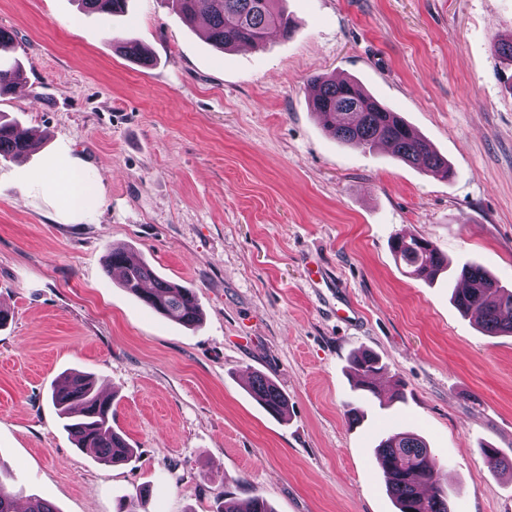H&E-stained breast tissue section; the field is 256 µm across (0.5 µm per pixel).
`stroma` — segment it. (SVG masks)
<instances>
[{"label": "stroma", "instance_id": "obj_1", "mask_svg": "<svg viewBox=\"0 0 512 512\" xmlns=\"http://www.w3.org/2000/svg\"><path fill=\"white\" fill-rule=\"evenodd\" d=\"M284 7L290 35L222 51L165 0L118 16L0 0V61L24 71L0 113L39 141L0 159V465L19 500L216 512L259 494L273 512H398L375 448L408 430L436 456L450 512H512V472L483 454L512 459V335L484 334L451 300L471 263L512 289V89L493 52L512 0ZM318 75L398 112L454 178L336 141L311 109ZM62 155L101 179L99 205L71 212L38 181ZM397 234L432 242L449 270L410 275ZM115 248L194 289L202 324L120 288L104 269ZM361 350L382 365L365 403L350 377ZM75 371L111 398L130 462L94 460L63 429L51 389ZM255 373L287 394V419L251 397Z\"/></svg>", "mask_w": 512, "mask_h": 512}]
</instances>
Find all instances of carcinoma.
Wrapping results in <instances>:
<instances>
[{
    "instance_id": "cac0c4a2",
    "label": "carcinoma",
    "mask_w": 512,
    "mask_h": 512,
    "mask_svg": "<svg viewBox=\"0 0 512 512\" xmlns=\"http://www.w3.org/2000/svg\"><path fill=\"white\" fill-rule=\"evenodd\" d=\"M203 1L206 2L207 40L222 50L242 44L259 48L271 28L277 26L285 35L291 30L289 18L279 8L281 0H169L187 23L195 21ZM79 2L88 12L120 15L127 0ZM493 48L506 67L512 68V36L497 39ZM22 79L19 65L0 67V95L10 92ZM314 83L317 93L312 99L313 112L340 142L370 151L388 144L403 162L443 179L452 176L448 163L426 140L398 113L379 105L357 83L329 78H316ZM35 148L36 142L26 128L17 122L0 120L1 159L16 158ZM391 250L395 260L417 277L432 279L448 267V261L425 239L398 234L391 240ZM106 274L145 305L183 326H195L201 320L193 289L159 278L144 263L130 264L122 250L114 249L110 253ZM146 276L153 284L149 290L141 288ZM460 280L466 287L455 288L452 294L459 311L465 315L476 314L482 330L490 336L512 335V290L501 286L477 265L462 268ZM352 368L357 387L362 389L364 380L380 370L379 358L363 351L353 357ZM249 392L268 414L279 419L287 416L288 398L266 375L255 374ZM51 403L63 419L64 430L86 455L110 463L133 457L134 449L112 427V401L99 394L91 375L63 376L52 389ZM377 455L398 512H448V492L444 488L435 485L425 496L419 492L423 483L437 478L435 459L419 435L391 433L379 442ZM484 457L488 466L496 470L512 468V460L495 448L484 449Z\"/></svg>"
}]
</instances>
